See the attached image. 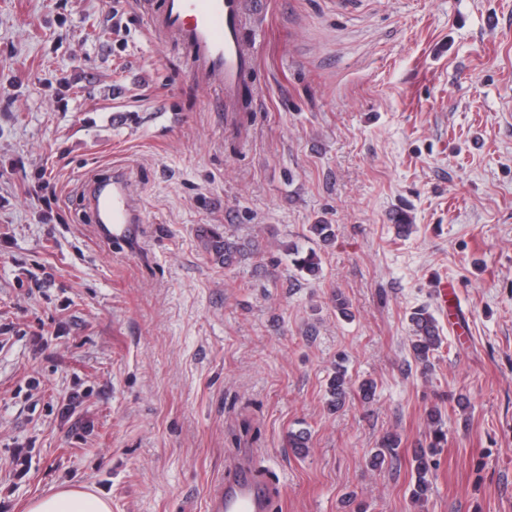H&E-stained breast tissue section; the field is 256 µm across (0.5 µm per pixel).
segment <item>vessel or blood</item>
<instances>
[{
    "label": "vessel or blood",
    "mask_w": 512,
    "mask_h": 512,
    "mask_svg": "<svg viewBox=\"0 0 512 512\" xmlns=\"http://www.w3.org/2000/svg\"><path fill=\"white\" fill-rule=\"evenodd\" d=\"M245 15L244 0H162L151 16L153 31L183 45L198 78L218 88L228 115L254 92L257 55L246 38ZM86 204L102 239L120 248L135 245L141 211L121 172L92 177ZM274 499L272 483L244 454L211 491L208 512H272Z\"/></svg>",
    "instance_id": "vessel-or-blood-1"
}]
</instances>
